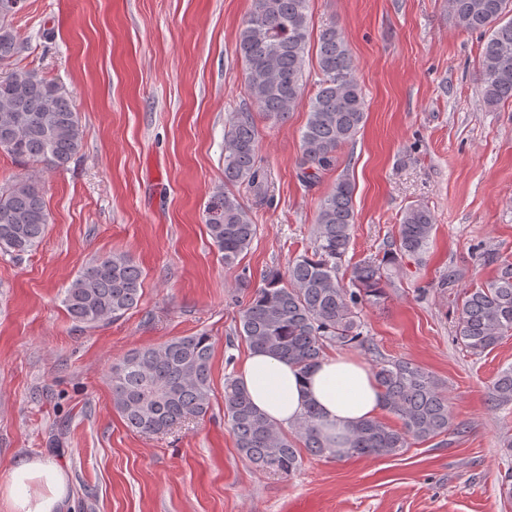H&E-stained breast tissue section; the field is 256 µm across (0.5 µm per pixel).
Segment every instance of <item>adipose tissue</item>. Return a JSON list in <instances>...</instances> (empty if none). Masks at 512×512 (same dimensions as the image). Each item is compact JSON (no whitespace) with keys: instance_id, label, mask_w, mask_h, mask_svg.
Wrapping results in <instances>:
<instances>
[{"instance_id":"adipose-tissue-1","label":"adipose tissue","mask_w":512,"mask_h":512,"mask_svg":"<svg viewBox=\"0 0 512 512\" xmlns=\"http://www.w3.org/2000/svg\"><path fill=\"white\" fill-rule=\"evenodd\" d=\"M237 379L254 406L276 424L289 426L312 407L321 416L324 433L333 438L376 418L382 409L372 373L348 354L325 357L304 373L285 360L252 351L240 364ZM5 489L13 512H60L67 499L63 471L50 460L13 464Z\"/></svg>"}]
</instances>
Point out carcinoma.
<instances>
[{"label":"carcinoma","mask_w":512,"mask_h":512,"mask_svg":"<svg viewBox=\"0 0 512 512\" xmlns=\"http://www.w3.org/2000/svg\"><path fill=\"white\" fill-rule=\"evenodd\" d=\"M458 26L480 31L478 80L491 110L512 101V0H448ZM16 13L0 7V150L17 159L51 169L65 167L82 146V126L63 85L34 69L9 67L18 45L12 27ZM310 0H253L251 13L236 42L245 67L248 93L271 119H282L301 100L310 48ZM321 80L310 98L301 133L300 178L306 182L336 163V153L355 139L366 119L362 88L344 33L336 24L317 35ZM268 175L258 164V132L249 112H237L224 128V185L206 209V226L214 245L231 267L257 236L249 207L231 188L246 187L255 203L264 201ZM354 187L336 179L319 204L314 250L295 257L288 283L273 272L251 294L239 315V334L253 351L267 353L307 371L329 346L362 347L367 337L360 320L364 305L380 302L403 259L419 260L432 242L434 217L424 204L408 206L397 234L382 257L355 265L349 282L339 266L349 249L355 223ZM50 213L37 180L30 177L0 187V252L15 256L36 250L45 238ZM498 264L490 281L464 292L457 308V340L473 355L493 350L512 336V262ZM143 272L124 253L93 258L63 291L71 319L95 327L136 308ZM213 346L205 334L176 336L127 354L112 365V401L127 428L163 434L204 417L211 407ZM372 373L383 397V410L401 421L394 429L378 418L350 430L344 448L325 436L318 414L309 409L290 428L307 451L324 458L397 456L410 441L446 435L453 427L443 383L406 360L381 359ZM494 408L512 404V366L490 388ZM224 420L235 446L256 471L287 477L302 457L284 427L251 402L237 379L224 386Z\"/></svg>","instance_id":"carcinoma-1"}]
</instances>
